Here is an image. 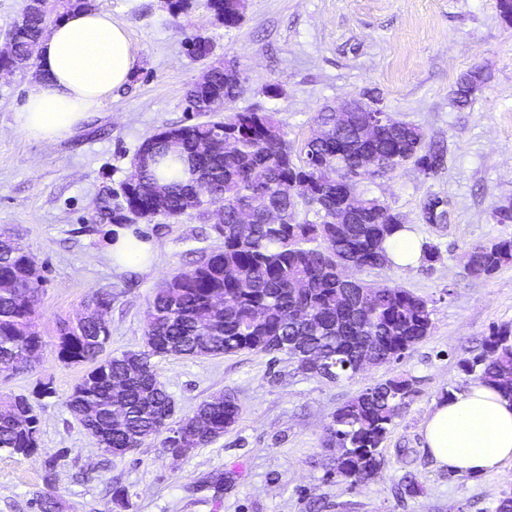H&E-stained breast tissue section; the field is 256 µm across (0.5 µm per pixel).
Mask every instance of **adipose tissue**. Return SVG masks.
<instances>
[{
	"label": "adipose tissue",
	"mask_w": 512,
	"mask_h": 512,
	"mask_svg": "<svg viewBox=\"0 0 512 512\" xmlns=\"http://www.w3.org/2000/svg\"><path fill=\"white\" fill-rule=\"evenodd\" d=\"M128 33L110 14L75 10L49 28L36 52L39 83L15 115L30 139L52 143L77 128L134 68ZM153 242L119 230L110 253L123 269L145 268ZM424 446L436 464L480 476L512 463V402L476 384L436 401L423 421Z\"/></svg>",
	"instance_id": "obj_1"
}]
</instances>
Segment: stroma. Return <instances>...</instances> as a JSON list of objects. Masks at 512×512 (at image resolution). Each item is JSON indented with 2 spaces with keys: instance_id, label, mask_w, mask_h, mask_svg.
I'll return each mask as SVG.
<instances>
[{
  "instance_id": "35a3bbf8",
  "label": "stroma",
  "mask_w": 512,
  "mask_h": 512,
  "mask_svg": "<svg viewBox=\"0 0 512 512\" xmlns=\"http://www.w3.org/2000/svg\"><path fill=\"white\" fill-rule=\"evenodd\" d=\"M95 4L126 28L135 67L72 133L50 144L29 139L15 114L39 73H0V232L20 239L45 279L38 322L46 340L31 368L0 375V393L27 396L40 419L37 453L0 454V512H39L48 492L59 512H494L512 493V463L482 476L449 473L425 449L422 423L434 401L471 385L461 364L483 336L512 325V263L476 278L463 259L472 244L512 239V221L497 213L512 206V28L496 0H247L243 23L229 28L213 23L202 0L177 17L163 0ZM200 33L215 57L241 63L245 81L231 110L274 113L293 147L309 137L324 106L360 99L419 126L425 144L442 149L432 173L409 163L360 182L439 257L357 276L427 300L433 329L401 359L338 383L298 371L277 353L155 358L177 416L229 393L239 420L185 457L164 452L155 438L114 458L66 406L85 368L59 360L57 324L80 314L93 294L108 293L107 352L141 350L148 304L162 280L220 244L212 208L140 220L138 232L158 250L150 267L131 272L113 264L112 225L100 217L103 206H124L118 190L142 142L163 127L192 123L184 95L207 64L190 58L186 43ZM476 69L490 79L470 106L459 107L456 82ZM270 84L280 95L266 93ZM431 195L446 201V223H425L421 207ZM395 376L414 378L417 394L381 446L379 476L349 487L331 473L336 451L325 445V428L361 389ZM408 471L417 493L398 487ZM118 486L128 493L127 508L112 501Z\"/></svg>"
}]
</instances>
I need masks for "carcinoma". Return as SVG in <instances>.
<instances>
[{
    "label": "carcinoma",
    "instance_id": "carcinoma-1",
    "mask_svg": "<svg viewBox=\"0 0 512 512\" xmlns=\"http://www.w3.org/2000/svg\"><path fill=\"white\" fill-rule=\"evenodd\" d=\"M214 22L239 25L243 0H206ZM92 0H27L25 21L8 31L10 46L0 52V66L24 70L31 47L46 30L47 17L60 11L92 8ZM187 54L207 60L213 46L194 36ZM210 63V81L185 92V111H208L214 98L233 102L240 81L230 82L225 67ZM488 78L470 71L456 83L458 105L473 99L471 87ZM361 117L351 113L336 123V110L317 115L321 134L295 154L280 122L270 112H237L229 121L211 115L205 121L162 129L136 152L148 161L120 186L127 206L139 219L176 218L189 210L220 205L222 246L203 253L193 265L165 280L149 302L150 321L143 349L102 356L110 338L106 324L87 318L80 330L60 323L55 346L65 364H86L89 371L66 399L71 413L89 433L103 436L99 447L115 458L124 449L163 436L170 454L186 456L224 436L239 419L235 397L225 394L202 401L191 414L174 421L164 414L171 401L158 379L156 356L202 357L244 350L277 353L296 369L317 362L315 376L351 379L358 357L369 352L376 365L400 359L432 329L428 302L408 291L365 282L351 284L338 269L381 268L391 264L384 241L404 227L402 216L377 197L359 193L354 176L360 158L378 156L389 175L408 162L434 171L439 152L424 144L420 128L388 117L384 132L373 140L358 134ZM171 158L188 165L190 178L167 168L162 185L156 164ZM361 203L336 222L328 208L347 212L346 198ZM444 200L425 199L428 224L447 219ZM313 210L318 221H299V206ZM466 267L489 277L512 262V240L479 243L465 251ZM44 277L26 249L0 234V373L20 368L30 351L45 344L36 322ZM472 380L496 388L512 399V327L492 328L480 352L465 365ZM417 393L415 380L403 376L377 382L338 407L326 429V442L341 449L336 475L352 487L375 480L384 464L381 444ZM39 419L24 396H0V453L27 456L40 447Z\"/></svg>",
    "mask_w": 512,
    "mask_h": 512
}]
</instances>
